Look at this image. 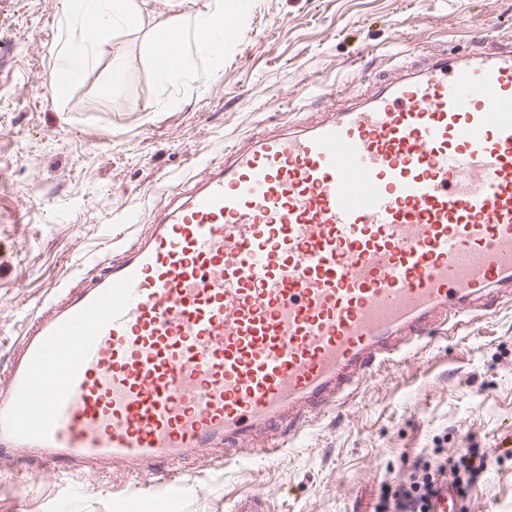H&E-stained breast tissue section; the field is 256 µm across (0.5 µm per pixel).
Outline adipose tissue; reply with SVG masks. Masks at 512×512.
<instances>
[{
	"mask_svg": "<svg viewBox=\"0 0 512 512\" xmlns=\"http://www.w3.org/2000/svg\"><path fill=\"white\" fill-rule=\"evenodd\" d=\"M147 5L148 0H84L86 39L78 58L79 63H93L101 49L111 46L115 28L137 27ZM171 34L180 37L185 34V28L177 17L159 19L155 25L153 50L163 67V75L168 78L179 75L184 63L182 54L172 55L167 51L166 38Z\"/></svg>",
	"mask_w": 512,
	"mask_h": 512,
	"instance_id": "obj_1",
	"label": "adipose tissue"
}]
</instances>
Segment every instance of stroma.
Here are the masks:
<instances>
[{"label":"stroma","mask_w":512,"mask_h":512,"mask_svg":"<svg viewBox=\"0 0 512 512\" xmlns=\"http://www.w3.org/2000/svg\"><path fill=\"white\" fill-rule=\"evenodd\" d=\"M62 0H11L0 37L14 40L0 72V365L24 319L55 283L100 260L113 241L146 230L162 199L181 191L226 145L318 120L325 90L354 96L391 77L390 54L460 53L512 42V0H224L242 19L222 53L188 42V65L161 80L150 0L138 27L114 32L87 66L79 21ZM124 62L114 79L112 58ZM60 90L48 84L57 69ZM512 300L432 336L413 358L359 385L340 412L318 418L283 455L221 464L220 451L180 461L181 487L156 512H372L406 454L490 449L493 465L467 512H512ZM144 491L123 470L61 477L0 463V512H138Z\"/></svg>","instance_id":"obj_1"}]
</instances>
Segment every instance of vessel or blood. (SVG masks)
<instances>
[{
    "label": "vessel or blood",
    "mask_w": 512,
    "mask_h": 512,
    "mask_svg": "<svg viewBox=\"0 0 512 512\" xmlns=\"http://www.w3.org/2000/svg\"><path fill=\"white\" fill-rule=\"evenodd\" d=\"M234 21L205 34L222 50ZM310 125L225 148L33 314L0 373V459L282 453L379 366L512 291V43L400 65ZM443 483L431 512H460Z\"/></svg>",
    "instance_id": "b4317fda"
}]
</instances>
